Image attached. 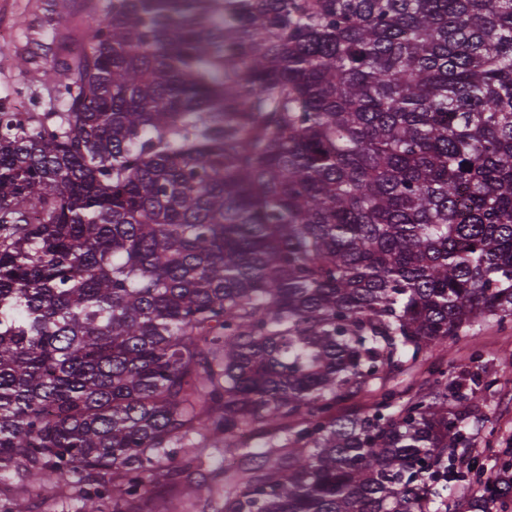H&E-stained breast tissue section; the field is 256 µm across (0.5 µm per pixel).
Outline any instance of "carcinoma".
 I'll list each match as a JSON object with an SVG mask.
<instances>
[{
    "instance_id": "1",
    "label": "carcinoma",
    "mask_w": 512,
    "mask_h": 512,
    "mask_svg": "<svg viewBox=\"0 0 512 512\" xmlns=\"http://www.w3.org/2000/svg\"><path fill=\"white\" fill-rule=\"evenodd\" d=\"M104 11L64 111L0 108V478L84 512L507 509L512 448L461 467L494 381L390 382L512 320V0Z\"/></svg>"
}]
</instances>
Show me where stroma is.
Returning <instances> with one entry per match:
<instances>
[{"instance_id":"35a3bbf8","label":"stroma","mask_w":512,"mask_h":512,"mask_svg":"<svg viewBox=\"0 0 512 512\" xmlns=\"http://www.w3.org/2000/svg\"><path fill=\"white\" fill-rule=\"evenodd\" d=\"M103 0H67L57 17H50L48 0H0V105L25 112H58L53 66L65 53L61 36L79 38L102 16ZM442 366L449 382L480 370L499 374L491 388L479 389L477 411L471 417L469 456L492 470L494 454L512 442V322L489 317L475 324L468 336L433 352L418 376Z\"/></svg>"}]
</instances>
